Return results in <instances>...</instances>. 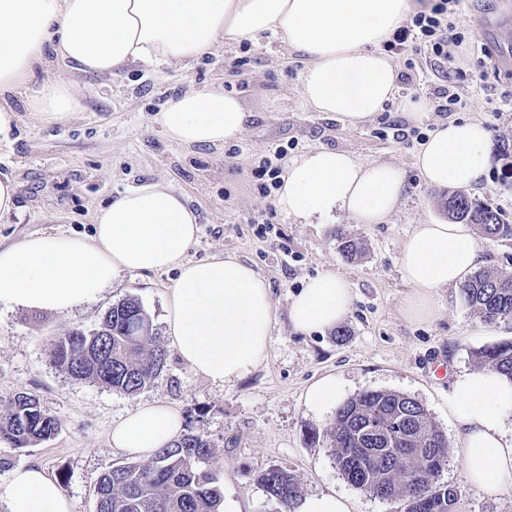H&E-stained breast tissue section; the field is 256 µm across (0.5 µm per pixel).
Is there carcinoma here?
I'll use <instances>...</instances> for the list:
<instances>
[{"instance_id":"cac0c4a2","label":"carcinoma","mask_w":512,"mask_h":512,"mask_svg":"<svg viewBox=\"0 0 512 512\" xmlns=\"http://www.w3.org/2000/svg\"><path fill=\"white\" fill-rule=\"evenodd\" d=\"M453 223L473 224L481 238L512 241V224L492 206L453 192L443 201ZM465 304L480 323L512 320V275L479 271L461 287ZM81 328L54 340L50 363L71 379L90 381L135 395L163 370L167 350L138 299L118 300L83 336ZM478 363L512 380V339L475 352ZM58 423L38 398L15 395L0 411V438L29 448L52 438ZM341 475L358 491L383 501L403 502L402 512H455L458 488L441 481L448 462V438L418 399L389 390H366L336 408L328 433ZM217 463L206 435L188 427L146 463L122 461L95 482L97 512H219L223 492L208 467ZM279 512H295L300 486L278 466L257 476Z\"/></svg>"}]
</instances>
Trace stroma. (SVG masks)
I'll return each instance as SVG.
<instances>
[{
	"mask_svg": "<svg viewBox=\"0 0 512 512\" xmlns=\"http://www.w3.org/2000/svg\"><path fill=\"white\" fill-rule=\"evenodd\" d=\"M449 52L455 56L450 89L458 117L480 119L491 133V165L468 193L500 209L512 222V187L501 181L502 147L512 148V0H462L449 16ZM397 71L414 63L413 86H399L395 102L372 121L349 128L304 105L299 93L303 63L276 40L242 47L227 44L183 67L130 66L121 76L73 73L69 79L83 109L67 123L46 124L12 103L22 119L9 141L0 143V179L18 185L16 208L0 216V247L30 235L91 234L95 210L126 190L155 183L183 194L198 215L199 232L186 257L199 261L233 256L267 282L275 308L266 360L230 384L195 375L169 354L156 380L134 396L73 381L53 367L48 355L63 330L92 328L112 304L139 299L159 334H166L172 271L123 274L101 297L65 314H44L0 304V410L20 392L37 396L59 423L54 438L30 448L0 439V458L12 469L42 466L72 504V512H97L95 480L125 457L112 447L115 423L138 405L161 401L200 429L218 458L211 472L226 492L229 512H277L257 483L275 465L297 476L302 496L336 493L352 512H397L394 502L360 493L337 470L322 435L334 411L314 413L302 403L306 387L333 374L345 397L365 390L397 391L420 400L448 437L443 480L456 485V512H512V487L499 497L471 486L461 463V441L448 411L456 374L478 370L473 352L512 338V328L483 326L466 306L460 289L444 288L429 321L408 318L412 288L401 277L398 256L418 224L445 221L442 192L423 183L414 157L445 120L428 110L410 116L412 98L434 102L441 80L427 51L407 48L392 55ZM219 82L239 97L251 117L242 138L221 147L184 148L171 143L152 118L169 97L190 87ZM283 147L279 167L316 148L350 152L365 163L389 162L401 169L406 187L396 212L379 224H359L345 212L308 223L281 209L260 174L274 147ZM270 230H263V223ZM364 247L347 260L341 238ZM330 270L353 293L350 313L336 328L312 336L292 330L288 306L306 281ZM319 442H311L312 433ZM12 469L0 470V491Z\"/></svg>",
	"mask_w": 512,
	"mask_h": 512,
	"instance_id": "1",
	"label": "stroma"
}]
</instances>
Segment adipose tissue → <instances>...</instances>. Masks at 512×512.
I'll return each instance as SVG.
<instances>
[{
	"label": "adipose tissue",
	"instance_id": "obj_1",
	"mask_svg": "<svg viewBox=\"0 0 512 512\" xmlns=\"http://www.w3.org/2000/svg\"><path fill=\"white\" fill-rule=\"evenodd\" d=\"M409 9L408 0H0V142L19 121L9 98L50 61L115 77L137 63L191 64L220 44H258L272 37L300 55V96L316 112L357 126L383 111L398 74L382 46ZM42 121H69L82 105L70 82L45 79L27 96ZM249 112L233 94L208 85L172 96L154 121L179 145L220 146L239 140ZM490 134L477 120L444 122L415 155L426 185L467 188L485 174ZM405 189L396 166L360 163L351 153L317 148L292 163L277 190L280 207L301 220L342 210L377 224L398 207ZM198 217L178 194L155 184L120 194L95 213L92 235H31L0 248V303L62 314L96 300L122 273L176 271L166 322L174 348L196 375L225 385L266 357L275 313L269 286L251 266L228 256L186 260ZM482 262L467 224H420L399 255L414 289L406 304L430 319L434 298ZM352 292L331 271L310 278L288 309L292 328L311 334L349 313ZM448 407L459 432L464 471L496 496L512 486V381L489 370L456 375ZM182 422L161 403L139 405L116 426L113 447L152 456L176 439ZM6 512H71L58 483L43 470H15L0 493Z\"/></svg>",
	"mask_w": 512,
	"mask_h": 512
}]
</instances>
